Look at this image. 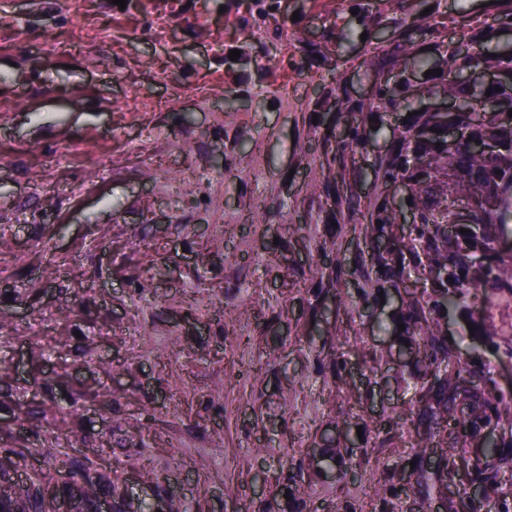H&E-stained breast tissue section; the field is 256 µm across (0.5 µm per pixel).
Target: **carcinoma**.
Listing matches in <instances>:
<instances>
[{
    "mask_svg": "<svg viewBox=\"0 0 512 512\" xmlns=\"http://www.w3.org/2000/svg\"><path fill=\"white\" fill-rule=\"evenodd\" d=\"M435 56L447 75L467 71L474 78L488 69L512 73V54L494 55L485 46L470 42L464 51H456L451 44L435 48ZM491 94L473 102L472 85L448 79V95L459 102L455 112H421L399 130V146L396 151L377 163L379 175L384 180L405 179L416 191L415 205L420 211L421 224L410 245L392 253L376 254L369 246L359 250L361 266L371 265L392 279L401 275L406 263L422 268L433 282L435 299L428 294L407 305L405 321L417 336V349L428 359L424 373L413 377L415 384L427 391L417 401L416 416L441 428L448 423V410L458 401H473L481 394L479 383L473 380L448 378V346L442 336L439 317L448 308L457 306L464 298V289L481 288L485 284L507 283L512 285V265L498 264L481 271L476 282L462 279L461 273L469 266L478 251L494 248L496 238L493 227L506 224L512 218V83L490 88ZM376 108L383 112H399L409 106L408 99L397 96L392 89L379 88L375 98ZM434 133L426 134L427 129ZM455 130L460 146L453 154L448 153L447 132ZM474 138H487L497 144V151L476 154L469 148ZM363 135L354 130L350 139L336 144L334 155L353 152L362 146ZM434 173L454 171L457 179L442 192L444 199L432 195V183L419 178L422 167ZM498 196L494 210L480 208L474 212L469 232L455 230L448 233V224L435 218V208L441 205H471L485 190ZM368 220L372 231H364L363 238L371 232L383 236L392 223L391 212L385 202L369 205ZM82 455L75 461L82 478L90 485L98 484L92 476L94 462L82 449H74ZM32 454L29 448H0V487L11 485L10 472ZM482 498L472 506V512H502L495 497V477L484 474ZM43 481L37 477L20 486L17 491L0 499V512H53V502L42 497Z\"/></svg>",
    "mask_w": 512,
    "mask_h": 512,
    "instance_id": "cac0c4a2",
    "label": "carcinoma"
}]
</instances>
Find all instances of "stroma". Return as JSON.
<instances>
[{
    "mask_svg": "<svg viewBox=\"0 0 512 512\" xmlns=\"http://www.w3.org/2000/svg\"><path fill=\"white\" fill-rule=\"evenodd\" d=\"M502 8L278 0L258 24L253 0H0V430L36 450L15 477L59 484L81 448L126 512H388L379 484L415 504L424 475L470 512L458 491L493 448L512 508V289L442 320L492 400L444 467L456 431L418 425L425 363L399 329L432 283L410 268L364 284L356 248L374 199L394 244L413 218L375 175L403 124L369 110L378 87L446 105L414 54L480 33L512 50ZM352 104L377 127L337 159Z\"/></svg>",
    "mask_w": 512,
    "mask_h": 512,
    "instance_id": "1",
    "label": "stroma"
}]
</instances>
